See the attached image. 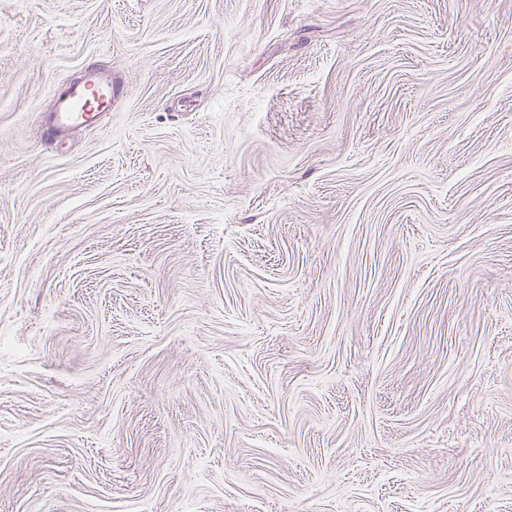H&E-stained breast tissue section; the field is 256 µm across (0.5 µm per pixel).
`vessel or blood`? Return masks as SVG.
Instances as JSON below:
<instances>
[{"mask_svg": "<svg viewBox=\"0 0 512 512\" xmlns=\"http://www.w3.org/2000/svg\"><path fill=\"white\" fill-rule=\"evenodd\" d=\"M116 93L111 75L97 66L87 67L79 82L53 86V106L44 124L45 141L59 143L72 129L95 124Z\"/></svg>", "mask_w": 512, "mask_h": 512, "instance_id": "obj_1", "label": "vessel or blood"}]
</instances>
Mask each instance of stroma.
Returning a JSON list of instances; mask_svg holds the SVG:
<instances>
[{
    "instance_id": "stroma-1",
    "label": "stroma",
    "mask_w": 512,
    "mask_h": 512,
    "mask_svg": "<svg viewBox=\"0 0 512 512\" xmlns=\"http://www.w3.org/2000/svg\"><path fill=\"white\" fill-rule=\"evenodd\" d=\"M0 512H512V0H0ZM117 91L112 76L97 66L87 67L77 83L54 85L50 91L53 106L44 124V140L58 144L72 129L95 124L100 113L112 105Z\"/></svg>"
}]
</instances>
